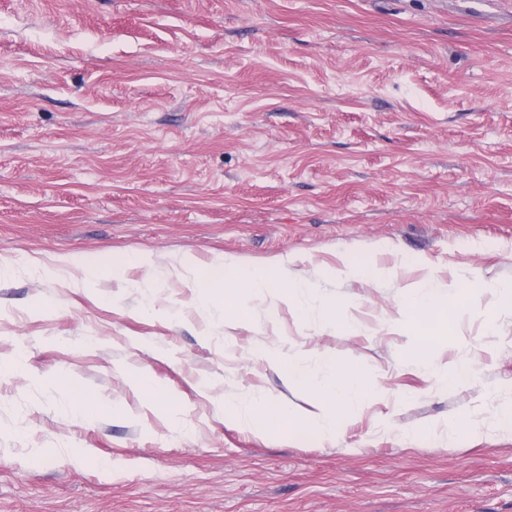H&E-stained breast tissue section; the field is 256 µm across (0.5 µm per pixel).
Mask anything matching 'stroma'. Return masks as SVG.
Wrapping results in <instances>:
<instances>
[{
    "instance_id": "35a3bbf8",
    "label": "stroma",
    "mask_w": 512,
    "mask_h": 512,
    "mask_svg": "<svg viewBox=\"0 0 512 512\" xmlns=\"http://www.w3.org/2000/svg\"><path fill=\"white\" fill-rule=\"evenodd\" d=\"M1 264L0 512H512V0H0ZM472 277L420 364L404 291ZM327 356L335 438L225 417ZM270 271L265 267H254L243 272L237 278H224L223 271L213 269L199 270L189 283L188 288H200L204 293L217 295L224 304V310H237L241 316L247 312L242 308L250 290L270 288ZM324 364L336 371L334 359L325 357ZM288 377L317 396L316 408L319 413L298 415L289 411L288 408L270 413L261 403L245 409L230 403L227 405L228 416L257 435H265L272 429L279 428L282 423H298L322 415L329 420L328 436L333 438L343 423L375 395V386L370 385L362 375L351 370H337L333 381L323 383L309 376L303 368L289 364Z\"/></svg>"
}]
</instances>
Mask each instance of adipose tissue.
<instances>
[{
  "label": "adipose tissue",
  "instance_id": "1",
  "mask_svg": "<svg viewBox=\"0 0 512 512\" xmlns=\"http://www.w3.org/2000/svg\"><path fill=\"white\" fill-rule=\"evenodd\" d=\"M191 285L202 289L204 293L218 296L225 309L238 311L241 310L250 290L270 287L271 280L268 269L264 267L249 269L240 276L230 279L226 278L223 272L206 269L195 272ZM461 290V285L455 284L444 291L438 283L431 280L424 288L406 290L402 296V304L421 326L423 335L429 336L432 335L433 327L440 320L442 313L454 306ZM324 363L328 368L335 370L336 376L333 381H318L296 365L289 366L288 376L317 396V409L320 415L328 419L330 430L335 433L357 409L373 398L375 388L359 373L337 369L332 358H325ZM227 411L233 421L259 435L279 428L282 423H298L302 420L301 415L288 409L283 408L271 413L261 404L244 409L231 403L228 404Z\"/></svg>",
  "mask_w": 512,
  "mask_h": 512
}]
</instances>
